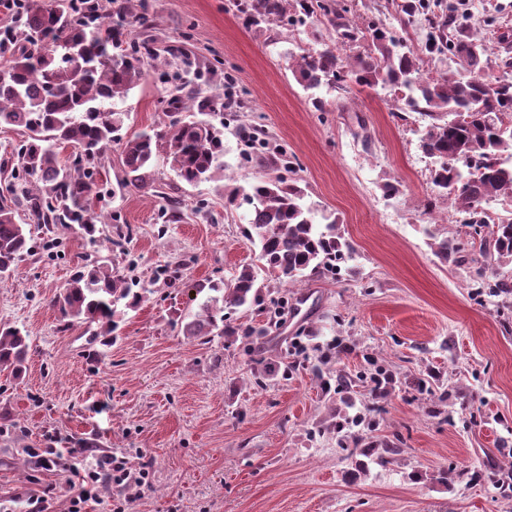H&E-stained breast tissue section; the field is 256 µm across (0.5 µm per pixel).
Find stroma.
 Instances as JSON below:
<instances>
[{
    "label": "stroma",
    "mask_w": 512,
    "mask_h": 512,
    "mask_svg": "<svg viewBox=\"0 0 512 512\" xmlns=\"http://www.w3.org/2000/svg\"><path fill=\"white\" fill-rule=\"evenodd\" d=\"M144 5L161 54L121 105V134L133 136L166 119L170 89L198 72V100L229 104L223 124L224 173L189 184L165 157L155 179L165 195L137 185L96 203L97 244L78 233L29 229L38 244L0 284V321L27 330L29 352L20 378L0 371V512H28L29 498L54 487L49 512H70L68 468L126 454L150 479L129 512H512V497L481 480L460 482V470L512 469V298L474 296L484 267L478 241L462 216L430 182V158L419 147L423 123L399 110L392 95L358 85L326 95L317 109L297 82L295 60L334 37L325 23L287 29L251 25L232 0H131ZM477 37L512 31V0H465ZM182 50L185 60L170 56ZM263 124L272 145L287 149L292 180L318 211L339 221L357 250L336 273L283 286L264 281L265 302L237 308L254 326L270 316V301L287 293L288 310L268 335L265 386L251 375L241 341L200 345L183 336L178 313L198 309L194 285L230 282L257 262L245 238L248 207L224 196L271 175L263 163L244 165L243 130ZM397 184L385 195L383 183ZM181 206L168 223L162 208ZM128 225L124 248L112 246L114 224ZM456 238L464 264L443 261L433 238ZM97 252L148 293L127 311L118 340L91 342L84 326H65L53 299L86 253ZM344 345L333 372L356 374L367 357L392 374L385 413L368 440L399 439L389 463L348 479L356 459L335 435L307 432L342 411L325 395L312 368L282 379L298 347L331 339ZM435 375L448 390L442 409L477 411L465 428L430 414L418 379ZM96 445L80 451L83 439Z\"/></svg>",
    "instance_id": "obj_1"
}]
</instances>
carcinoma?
I'll return each instance as SVG.
<instances>
[{
  "instance_id": "carcinoma-1",
  "label": "carcinoma",
  "mask_w": 512,
  "mask_h": 512,
  "mask_svg": "<svg viewBox=\"0 0 512 512\" xmlns=\"http://www.w3.org/2000/svg\"><path fill=\"white\" fill-rule=\"evenodd\" d=\"M116 20L95 24V5L84 0H53L44 6L27 0L12 12L15 25L0 32V55L7 59L0 71V126L21 129L26 139L14 150L15 179H33L0 198V282L11 278L18 264L32 253V238L18 222V209L39 224L75 227L90 242L97 241L98 216L90 199L96 193V176L103 150L122 142V182L142 188L153 186L154 160L164 147L166 159L177 175L193 184L212 180L224 170L223 132L209 119L186 118L187 91L178 86L168 99L169 122L160 131L143 132L127 139L120 135L127 113L116 108L142 79L148 59L158 56L155 40L131 36L136 25L147 21L134 13L127 0H113ZM233 7L253 25L278 21L303 26L318 15L336 32V45L305 53L296 62L299 84L306 90L327 87L334 91L347 83L393 92L402 110L415 112L424 122L420 147L434 159L430 172L436 190L455 203L462 223L479 237L480 251L493 263H512V215L490 225L484 207L501 197L512 199V81L483 75L490 48L476 40L471 26L454 9L433 19L428 0H405L395 9L394 22L379 17L360 26L349 16L343 0H234ZM427 25L422 49L415 51L402 35L415 20ZM363 44L365 50L348 61L339 54L346 46ZM455 60L461 70L430 76L424 73L423 55ZM77 150L72 162L61 159L59 147ZM304 190L284 175L261 178L249 187H236L225 198L228 206L243 201L251 206L247 232L258 247L259 259L269 273L286 284L335 269L355 253L336 220L317 215L303 203ZM443 259L460 254L464 244L447 237L434 243ZM264 285L259 270L245 266L226 288L207 281L196 285L202 303L195 313L180 316L185 336L202 345L216 336L247 340L265 330L236 324L224 310L257 305ZM148 289L134 290L126 276L107 260L88 256L85 263L55 296L54 303L69 325L97 326L93 336L102 344L117 340L116 318L136 308ZM29 335L26 330L0 324V368L19 377L24 371ZM357 377L338 373L325 379L336 395L351 392L357 382L375 384L386 370L374 365ZM382 406L364 405L344 422L323 425L318 432L336 435L338 444L352 442L355 451L384 464L400 448L385 442L362 447L360 433L371 430ZM471 482L486 479L506 496L512 483L497 469L480 474L459 472Z\"/></svg>"
}]
</instances>
